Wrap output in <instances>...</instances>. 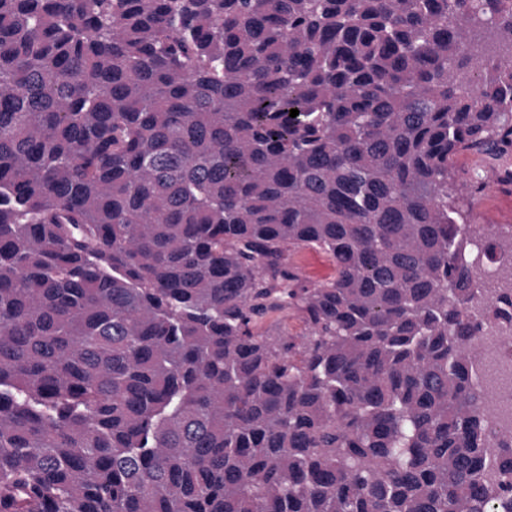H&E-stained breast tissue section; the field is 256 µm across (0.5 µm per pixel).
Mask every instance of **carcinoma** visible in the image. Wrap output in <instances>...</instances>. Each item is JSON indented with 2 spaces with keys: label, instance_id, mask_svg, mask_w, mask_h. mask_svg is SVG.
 Listing matches in <instances>:
<instances>
[{
  "label": "carcinoma",
  "instance_id": "carcinoma-1",
  "mask_svg": "<svg viewBox=\"0 0 512 512\" xmlns=\"http://www.w3.org/2000/svg\"><path fill=\"white\" fill-rule=\"evenodd\" d=\"M511 153L512 0H0V512H512ZM459 164L479 175L485 184L484 190L477 198L459 187L457 199L460 207L468 216V224L487 229V224H512V189L501 190L494 184L495 177L509 169L512 172V156L496 161L484 156L464 155ZM304 255V268L295 264L302 277L310 283H317L332 273V266L328 259L321 253L305 250L299 252ZM482 334L486 355L477 373L489 393L490 443L498 448L502 445L498 435L512 432V336L500 329H485Z\"/></svg>",
  "mask_w": 512,
  "mask_h": 512
}]
</instances>
